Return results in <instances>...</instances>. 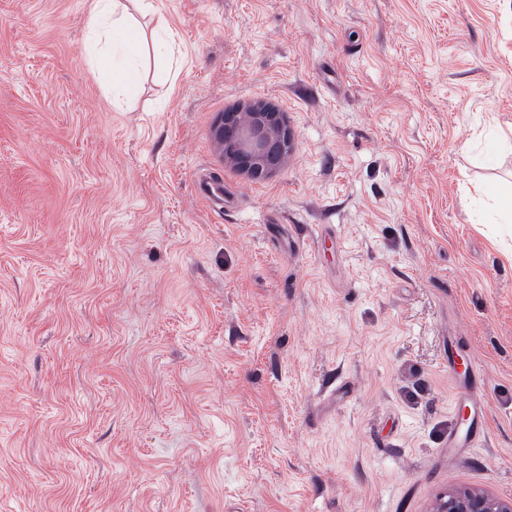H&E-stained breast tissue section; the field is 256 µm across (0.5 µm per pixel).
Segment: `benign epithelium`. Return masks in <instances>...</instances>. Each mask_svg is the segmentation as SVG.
<instances>
[{
  "mask_svg": "<svg viewBox=\"0 0 512 512\" xmlns=\"http://www.w3.org/2000/svg\"><path fill=\"white\" fill-rule=\"evenodd\" d=\"M214 139L226 162L252 179L280 168L293 145L284 114L263 101L222 114ZM431 512H512V501L497 500L479 489L453 487L439 494Z\"/></svg>",
  "mask_w": 512,
  "mask_h": 512,
  "instance_id": "benign-epithelium-1",
  "label": "benign epithelium"
}]
</instances>
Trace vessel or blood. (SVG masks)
<instances>
[{"instance_id":"1","label":"vessel or blood","mask_w":512,"mask_h":512,"mask_svg":"<svg viewBox=\"0 0 512 512\" xmlns=\"http://www.w3.org/2000/svg\"><path fill=\"white\" fill-rule=\"evenodd\" d=\"M448 377L459 393L456 430L448 435L449 452L477 447L488 433V415L480 400L481 372L457 342L448 346Z\"/></svg>"}]
</instances>
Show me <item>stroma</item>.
Returning <instances> with one entry per match:
<instances>
[{"label":"stroma","mask_w":512,"mask_h":512,"mask_svg":"<svg viewBox=\"0 0 512 512\" xmlns=\"http://www.w3.org/2000/svg\"><path fill=\"white\" fill-rule=\"evenodd\" d=\"M152 3L116 98L95 0H0V512L512 499V0ZM257 101L295 142L253 180L213 129ZM448 377L459 393L458 428L448 433V453L476 448L488 433V415L480 400L481 372L457 341L448 345Z\"/></svg>","instance_id":"obj_1"}]
</instances>
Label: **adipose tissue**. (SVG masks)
<instances>
[{
	"mask_svg": "<svg viewBox=\"0 0 512 512\" xmlns=\"http://www.w3.org/2000/svg\"><path fill=\"white\" fill-rule=\"evenodd\" d=\"M87 52L91 60L109 58L113 89L132 87L138 79L134 58L142 50L137 24L120 0H96L88 19Z\"/></svg>",
	"mask_w": 512,
	"mask_h": 512,
	"instance_id": "1",
	"label": "adipose tissue"
}]
</instances>
